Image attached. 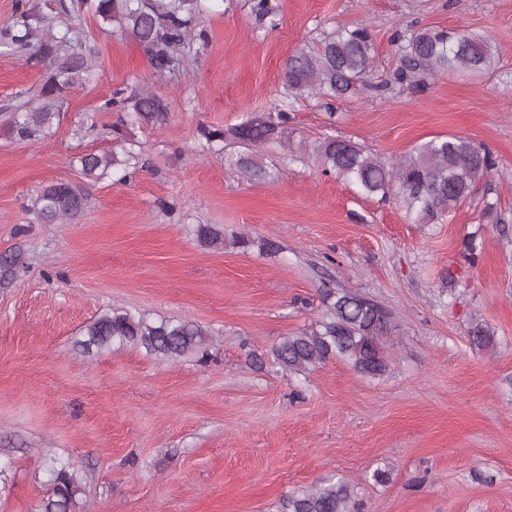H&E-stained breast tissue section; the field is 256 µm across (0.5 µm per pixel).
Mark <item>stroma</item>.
Listing matches in <instances>:
<instances>
[{
  "instance_id": "stroma-1",
  "label": "stroma",
  "mask_w": 512,
  "mask_h": 512,
  "mask_svg": "<svg viewBox=\"0 0 512 512\" xmlns=\"http://www.w3.org/2000/svg\"><path fill=\"white\" fill-rule=\"evenodd\" d=\"M59 4L0 0V125L51 73L36 47H9L17 9L72 29L94 72L62 94L51 135L0 132V254L20 255L0 286V512H36L53 458L81 487L71 512H279L331 479L349 486V512H512V0H274V29L247 0H205L204 37L171 73L89 8ZM359 23L375 43L370 87L331 112L313 95L286 98L288 56ZM411 24L488 38L494 71L375 90L397 64L395 30ZM118 88L155 94L165 118L131 127L132 173L86 178L79 156L112 149L119 115L100 113L92 131L80 117ZM281 108L292 147L255 148L264 175L236 168L240 145L203 150L202 129ZM327 135L386 162L458 135L496 166L471 199L416 224L323 173L313 147ZM57 182L82 186L85 210L35 223L33 198ZM199 224L223 244L200 243ZM341 288L390 312L387 372L275 365L272 346L314 327ZM115 309L207 336L169 361L129 345L85 351L86 325ZM477 322L489 345L473 342Z\"/></svg>"
}]
</instances>
